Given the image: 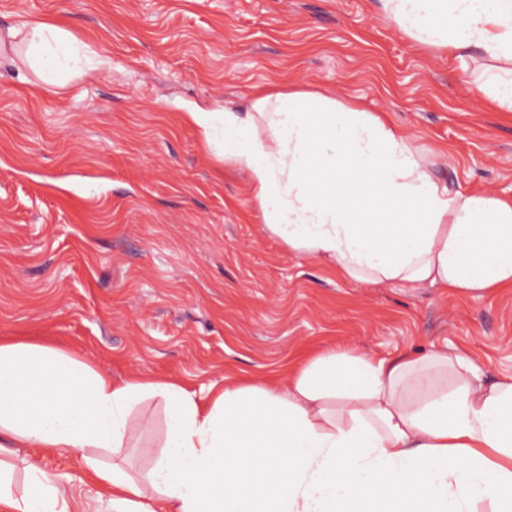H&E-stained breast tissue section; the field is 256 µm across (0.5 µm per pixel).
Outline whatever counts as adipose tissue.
Here are the masks:
<instances>
[{"label": "adipose tissue", "instance_id": "obj_1", "mask_svg": "<svg viewBox=\"0 0 512 512\" xmlns=\"http://www.w3.org/2000/svg\"><path fill=\"white\" fill-rule=\"evenodd\" d=\"M426 46L512 63V0H380ZM18 63L65 87L86 51L62 26L7 28ZM204 145L244 166L266 228L359 285L463 295L512 287V197L451 192L380 117L304 90L250 112L194 106ZM160 397L166 434L148 472L125 462L130 417ZM103 448L84 463L113 512H512V377L490 382L465 353L389 357L330 350L284 378L225 385L208 404L174 380L116 383L79 354L0 339V453ZM0 512H70L61 477L34 462Z\"/></svg>", "mask_w": 512, "mask_h": 512}]
</instances>
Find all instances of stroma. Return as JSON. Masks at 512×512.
<instances>
[{"mask_svg":"<svg viewBox=\"0 0 512 512\" xmlns=\"http://www.w3.org/2000/svg\"><path fill=\"white\" fill-rule=\"evenodd\" d=\"M35 22L111 67L48 92L17 80L23 45L0 51V336L205 399L332 348L448 345L488 379L512 376V288L464 297L337 276L267 230L246 169L205 148L180 110L320 92L411 137L449 190L512 196V111L476 90L505 61L421 46L379 0H0V29ZM163 430L160 399L135 407L132 473ZM26 456L68 479L73 507L93 499L78 451Z\"/></svg>","mask_w":512,"mask_h":512,"instance_id":"35a3bbf8","label":"stroma"}]
</instances>
